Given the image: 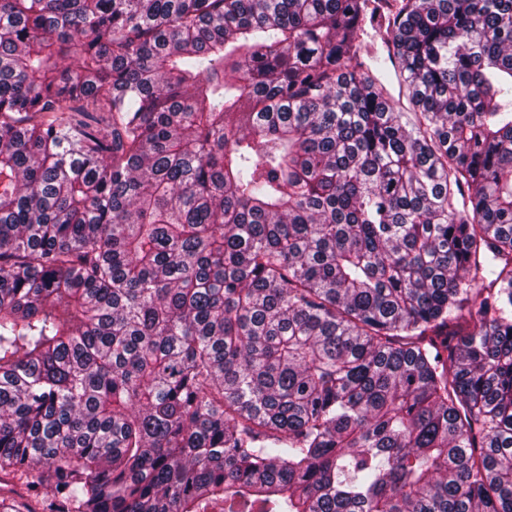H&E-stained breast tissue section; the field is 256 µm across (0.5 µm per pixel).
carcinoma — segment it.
I'll return each instance as SVG.
<instances>
[{"mask_svg":"<svg viewBox=\"0 0 512 512\" xmlns=\"http://www.w3.org/2000/svg\"><path fill=\"white\" fill-rule=\"evenodd\" d=\"M0 474L512 512V0H0ZM366 31L368 34L363 36L362 60L370 66L376 76H381L395 111L412 112V105L408 99L406 88L400 84L396 68L392 62L389 44L381 39L378 29L375 32L374 29L367 26ZM371 57L373 58L371 59Z\"/></svg>","mask_w":512,"mask_h":512,"instance_id":"obj_1","label":"carcinoma"}]
</instances>
